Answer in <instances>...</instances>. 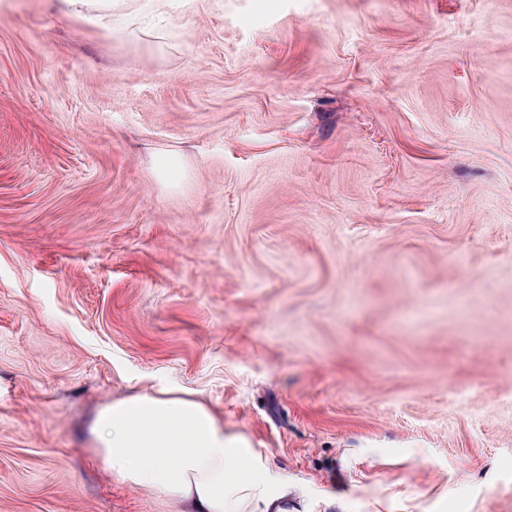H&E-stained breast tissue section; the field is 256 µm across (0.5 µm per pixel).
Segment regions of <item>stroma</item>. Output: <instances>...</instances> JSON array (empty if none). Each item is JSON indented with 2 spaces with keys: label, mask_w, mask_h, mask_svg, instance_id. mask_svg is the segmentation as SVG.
Returning <instances> with one entry per match:
<instances>
[{
  "label": "stroma",
  "mask_w": 512,
  "mask_h": 512,
  "mask_svg": "<svg viewBox=\"0 0 512 512\" xmlns=\"http://www.w3.org/2000/svg\"><path fill=\"white\" fill-rule=\"evenodd\" d=\"M0 0V512H174L92 451L189 393L297 512H512V0ZM128 0H61V5L72 17L89 27H106L112 17L128 7Z\"/></svg>",
  "instance_id": "obj_1"
}]
</instances>
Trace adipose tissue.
<instances>
[{
    "mask_svg": "<svg viewBox=\"0 0 512 512\" xmlns=\"http://www.w3.org/2000/svg\"><path fill=\"white\" fill-rule=\"evenodd\" d=\"M89 27L108 26L127 0H61ZM101 463L132 488L159 492L177 512H289L288 487L272 484L259 452L224 432L204 402L168 390L99 406L89 424Z\"/></svg>",
    "mask_w": 512,
    "mask_h": 512,
    "instance_id": "1",
    "label": "adipose tissue"
}]
</instances>
